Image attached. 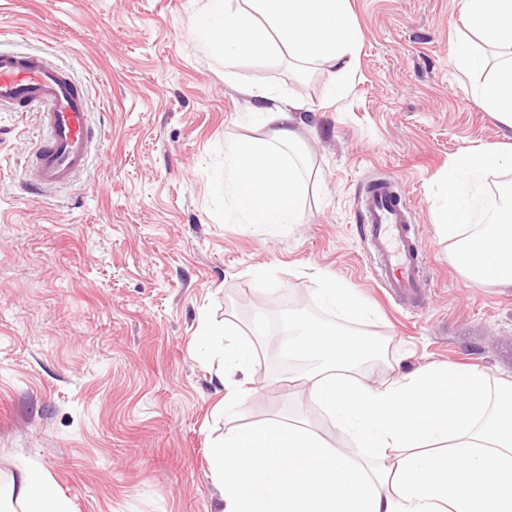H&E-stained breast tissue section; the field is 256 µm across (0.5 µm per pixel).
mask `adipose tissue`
Segmentation results:
<instances>
[{
	"label": "adipose tissue",
	"mask_w": 512,
	"mask_h": 512,
	"mask_svg": "<svg viewBox=\"0 0 512 512\" xmlns=\"http://www.w3.org/2000/svg\"><path fill=\"white\" fill-rule=\"evenodd\" d=\"M468 37L452 63L461 74L492 68L475 95L512 132V0H464ZM196 37L233 71L246 55H288L326 68L336 84L350 79L359 34L350 0H207ZM477 35L497 50L476 52ZM261 100L268 135L231 145L225 183L237 203L235 223L274 228L301 223L309 182L292 154L306 104L248 89ZM512 175V143L459 154L448 168L436 230L454 248L453 261L471 281L512 284V191L477 200L488 174ZM294 336L288 355L314 361L305 377L308 400L349 435L355 452L332 448L319 434L278 417L228 430L210 450L211 474L222 484L218 512H512V380H491L478 366L432 365L381 386L358 368L376 350L374 338L301 317L288 304ZM224 365L240 372L225 384L232 410L249 394L258 362L256 341L225 327ZM19 512H70L44 475L23 468L13 484Z\"/></svg>",
	"instance_id": "1"
}]
</instances>
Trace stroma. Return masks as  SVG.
<instances>
[{
  "label": "stroma",
  "instance_id": "1",
  "mask_svg": "<svg viewBox=\"0 0 512 512\" xmlns=\"http://www.w3.org/2000/svg\"><path fill=\"white\" fill-rule=\"evenodd\" d=\"M206 0H0V44L66 60L86 80L97 134L74 184L30 191L34 112H0V495L21 463L73 512H217L209 449L225 432L289 413L312 363L283 354L282 292L309 318L378 340L360 378L381 384L431 363L512 378V286L465 278L435 231L442 183L500 124L448 63L464 0H351L354 77L298 74L287 58L241 59L233 81L195 37ZM304 99L299 133L313 190L302 223H225L227 145L263 134L243 87ZM397 182L423 230L429 288L406 309L376 282L356 199ZM271 274L258 292L254 272ZM336 278L370 311L322 304ZM263 333L251 393L224 413V365L201 327Z\"/></svg>",
  "mask_w": 512,
  "mask_h": 512
}]
</instances>
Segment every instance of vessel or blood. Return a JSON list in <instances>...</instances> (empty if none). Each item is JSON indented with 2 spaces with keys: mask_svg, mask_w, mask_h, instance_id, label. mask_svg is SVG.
<instances>
[{
  "mask_svg": "<svg viewBox=\"0 0 512 512\" xmlns=\"http://www.w3.org/2000/svg\"><path fill=\"white\" fill-rule=\"evenodd\" d=\"M38 112L42 135L28 164L38 187L73 184L94 145L86 86L48 53L0 49V111ZM361 236L373 254L377 281L389 296L416 305L424 292L423 233L392 181L368 184L358 200Z\"/></svg>",
  "mask_w": 512,
  "mask_h": 512,
  "instance_id": "obj_1",
  "label": "vessel or blood"
}]
</instances>
